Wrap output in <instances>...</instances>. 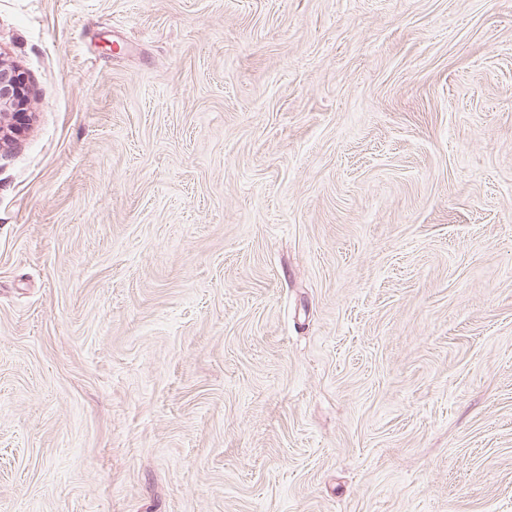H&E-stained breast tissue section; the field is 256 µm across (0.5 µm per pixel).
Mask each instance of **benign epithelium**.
I'll use <instances>...</instances> for the list:
<instances>
[{
    "label": "benign epithelium",
    "mask_w": 512,
    "mask_h": 512,
    "mask_svg": "<svg viewBox=\"0 0 512 512\" xmlns=\"http://www.w3.org/2000/svg\"><path fill=\"white\" fill-rule=\"evenodd\" d=\"M28 77L0 53V147L9 145L32 121Z\"/></svg>",
    "instance_id": "obj_1"
}]
</instances>
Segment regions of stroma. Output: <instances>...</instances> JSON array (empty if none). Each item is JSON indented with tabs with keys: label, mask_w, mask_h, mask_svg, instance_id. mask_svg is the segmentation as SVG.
Segmentation results:
<instances>
[{
	"label": "stroma",
	"mask_w": 512,
	"mask_h": 512,
	"mask_svg": "<svg viewBox=\"0 0 512 512\" xmlns=\"http://www.w3.org/2000/svg\"><path fill=\"white\" fill-rule=\"evenodd\" d=\"M0 512H512V0H0ZM28 77L0 52V147L9 145L32 121V112H17L30 108Z\"/></svg>",
	"instance_id": "stroma-1"
}]
</instances>
